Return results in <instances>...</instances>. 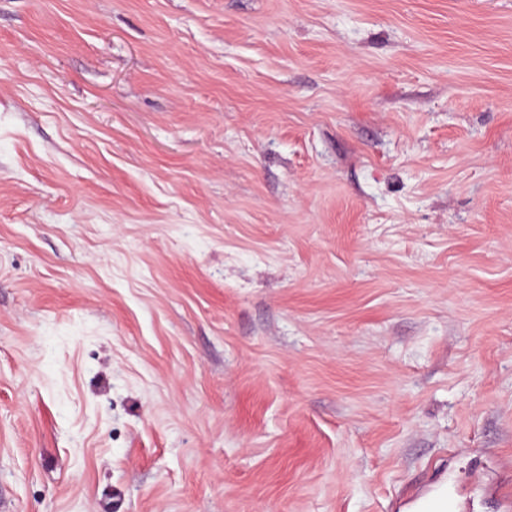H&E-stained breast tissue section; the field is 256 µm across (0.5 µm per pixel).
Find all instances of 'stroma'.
<instances>
[{
	"mask_svg": "<svg viewBox=\"0 0 512 512\" xmlns=\"http://www.w3.org/2000/svg\"><path fill=\"white\" fill-rule=\"evenodd\" d=\"M501 512L512 0H0V512Z\"/></svg>",
	"mask_w": 512,
	"mask_h": 512,
	"instance_id": "obj_1",
	"label": "stroma"
}]
</instances>
